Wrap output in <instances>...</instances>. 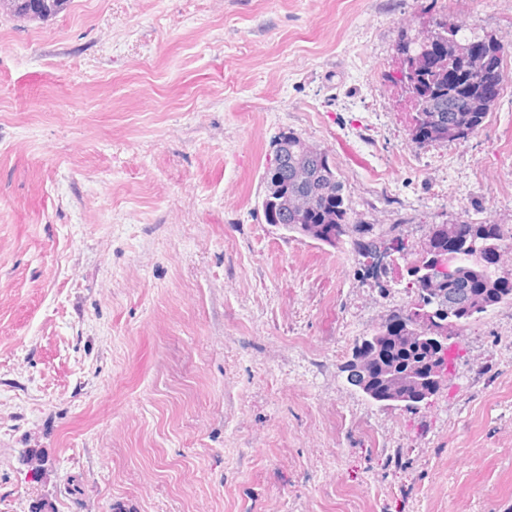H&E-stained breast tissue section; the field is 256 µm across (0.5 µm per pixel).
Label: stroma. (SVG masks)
<instances>
[{
  "instance_id": "stroma-1",
  "label": "stroma",
  "mask_w": 512,
  "mask_h": 512,
  "mask_svg": "<svg viewBox=\"0 0 512 512\" xmlns=\"http://www.w3.org/2000/svg\"><path fill=\"white\" fill-rule=\"evenodd\" d=\"M445 15L503 46L512 0H71L0 16V512H512V303L446 387L386 408L347 381L413 303L265 223L275 142L340 174L353 218L512 225V96L420 147L389 79ZM54 461L31 484L18 461ZM70 0H0L1 15L6 11L13 17L44 21L63 11Z\"/></svg>"
}]
</instances>
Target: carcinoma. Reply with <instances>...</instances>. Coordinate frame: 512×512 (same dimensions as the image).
<instances>
[{"instance_id": "1", "label": "carcinoma", "mask_w": 512, "mask_h": 512, "mask_svg": "<svg viewBox=\"0 0 512 512\" xmlns=\"http://www.w3.org/2000/svg\"><path fill=\"white\" fill-rule=\"evenodd\" d=\"M70 0H0V11L29 21H44L63 11ZM434 25L446 39L434 61L433 69H411L410 79L416 83L421 98V121L425 140L441 142L466 139L482 125L494 100L480 112H469L464 100L484 94L485 80L503 73V59L492 38L464 33V26L451 23L446 17L433 19ZM473 45L486 52L484 79L468 82L459 73L468 69V53ZM264 191L260 206L265 223L282 226L288 232L336 246L342 237L354 235V246L364 259L362 272L366 277L380 280L386 271L368 264L381 248L395 250L400 259L408 262L413 272L434 273L437 259L447 261L457 269L453 284L443 282L438 289L453 287L457 294L461 325L471 319L469 313H482L488 308L512 301V294L499 289L492 270L482 264V243L479 241H448V225L430 224L425 241L408 260L398 235V225L377 233L369 224L352 219L351 208L344 193V184L326 153L310 147L309 142L295 133H285L278 140L274 158L267 163L263 177ZM424 352L417 348L400 347L393 351V365L404 366L414 360L422 361Z\"/></svg>"}]
</instances>
